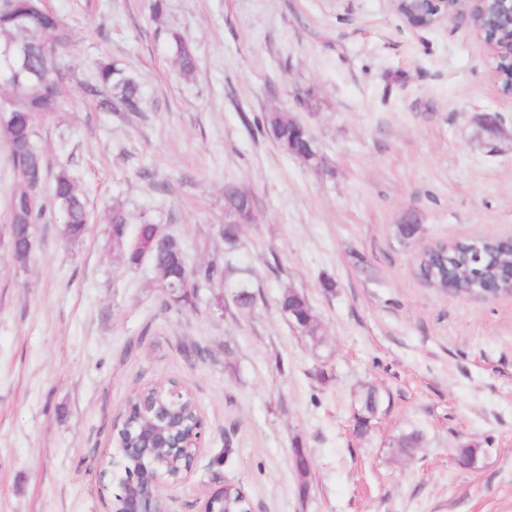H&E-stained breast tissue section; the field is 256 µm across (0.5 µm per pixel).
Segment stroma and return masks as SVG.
<instances>
[{
  "instance_id": "35a3bbf8",
  "label": "stroma",
  "mask_w": 512,
  "mask_h": 512,
  "mask_svg": "<svg viewBox=\"0 0 512 512\" xmlns=\"http://www.w3.org/2000/svg\"><path fill=\"white\" fill-rule=\"evenodd\" d=\"M149 3L46 0L75 40L74 78L37 116L38 141L86 198L82 240L51 215L13 261L0 150V512H111L115 428L135 393L171 379L205 437L188 480L164 490L169 512H202L227 479L252 512H512V294L454 297L418 274L434 243L512 239V141L483 130L490 116L512 129V98L482 43L461 19L409 29L392 0H167L157 21ZM171 29L195 49L192 75ZM104 57L137 76L143 111L85 94ZM276 110L307 128L322 166L258 129ZM229 186L258 218L233 250L218 233ZM116 203L129 236L148 216L190 265H229L224 283L164 308L150 260L117 257ZM244 279L248 310L233 301ZM290 289L323 347L281 313ZM368 385L381 405L360 437ZM410 428L426 445L405 459L392 439Z\"/></svg>"
}]
</instances>
